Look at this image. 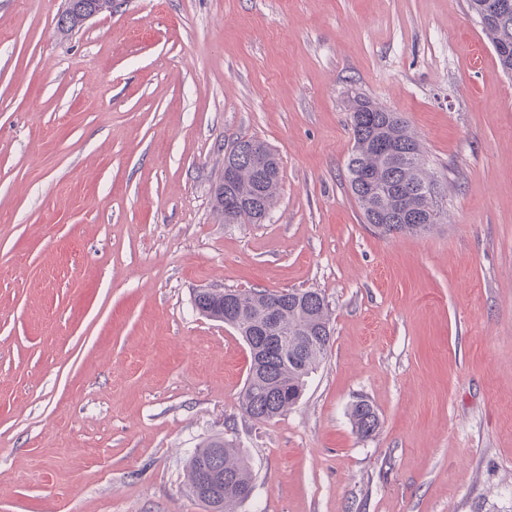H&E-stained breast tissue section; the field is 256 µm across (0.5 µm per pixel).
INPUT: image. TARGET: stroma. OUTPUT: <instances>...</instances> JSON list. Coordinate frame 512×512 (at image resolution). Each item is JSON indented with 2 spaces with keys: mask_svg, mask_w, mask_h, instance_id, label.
<instances>
[{
  "mask_svg": "<svg viewBox=\"0 0 512 512\" xmlns=\"http://www.w3.org/2000/svg\"><path fill=\"white\" fill-rule=\"evenodd\" d=\"M64 7L0 0V512H204L216 436L238 512H512V75L465 0H116L69 34ZM358 94L418 140L430 231L365 224ZM240 137L280 159L261 224L213 206ZM204 289L324 297L286 415H243ZM350 420L357 433L363 437L371 436L379 427L376 411L364 400L358 401L352 406ZM234 447L223 438H215L190 459L189 489L207 512H236L253 489L245 455Z\"/></svg>",
  "mask_w": 512,
  "mask_h": 512,
  "instance_id": "35a3bbf8",
  "label": "stroma"
}]
</instances>
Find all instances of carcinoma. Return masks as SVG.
<instances>
[{
    "label": "carcinoma",
    "instance_id": "obj_1",
    "mask_svg": "<svg viewBox=\"0 0 512 512\" xmlns=\"http://www.w3.org/2000/svg\"><path fill=\"white\" fill-rule=\"evenodd\" d=\"M81 8H72L64 18H58L62 31H72L83 25L87 12L96 0H77ZM511 8L484 17L482 30L492 45L502 39L512 42ZM354 146L347 161L349 188L357 200L364 220L381 227L380 233L390 235L421 234L433 224H409L405 216L392 209L396 195L407 188L413 195L409 203L417 208L436 209L432 191L437 183L428 179L418 153L419 144L406 122L395 112L377 106L369 99L357 96L352 104ZM377 141L395 144L396 151L380 153L373 147ZM255 139L237 141L238 154L224 155V164L236 169V181L222 193H215L216 206L224 213V223L259 224L266 219L277 202L280 190V161L271 148L255 156L251 145ZM263 166L268 178L260 186L255 170ZM194 306L213 319L229 317L233 328L242 336L250 356L263 346L267 352L263 362L248 373L241 394V410L248 417L272 420L283 415L284 408L297 400L306 379L327 354L331 343L330 315L322 295L313 290L269 291L253 290L231 307L210 290L198 292ZM282 318L281 331L288 334V349L272 345L261 333L266 319L273 312ZM350 420L357 433L371 436L379 427L374 408L364 400L356 402ZM189 489L201 502L205 512H236L253 489L252 475L242 450L215 438L199 448L191 457Z\"/></svg>",
    "mask_w": 512,
    "mask_h": 512
}]
</instances>
